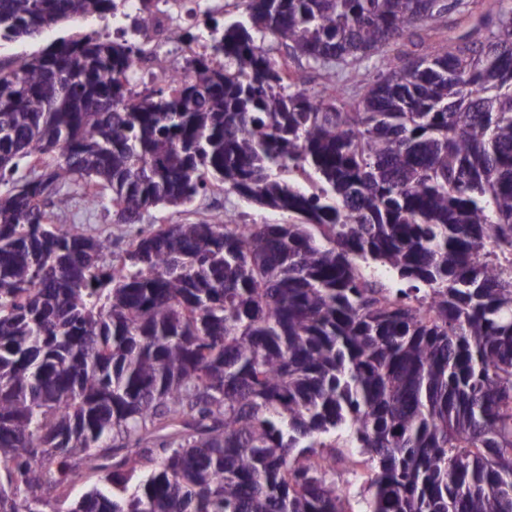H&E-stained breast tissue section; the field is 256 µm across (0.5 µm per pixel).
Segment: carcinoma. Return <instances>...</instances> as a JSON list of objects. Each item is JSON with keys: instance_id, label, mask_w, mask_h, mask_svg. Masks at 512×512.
<instances>
[{"instance_id": "1", "label": "carcinoma", "mask_w": 512, "mask_h": 512, "mask_svg": "<svg viewBox=\"0 0 512 512\" xmlns=\"http://www.w3.org/2000/svg\"><path fill=\"white\" fill-rule=\"evenodd\" d=\"M244 2L140 100L96 31L0 66V182L32 164L0 195V512H351L336 463L363 461L361 512H512V0L351 110L264 41L354 61L445 8ZM118 8L0 0V42ZM77 180L120 224L215 181L299 221L159 224L106 267L54 223Z\"/></svg>"}]
</instances>
